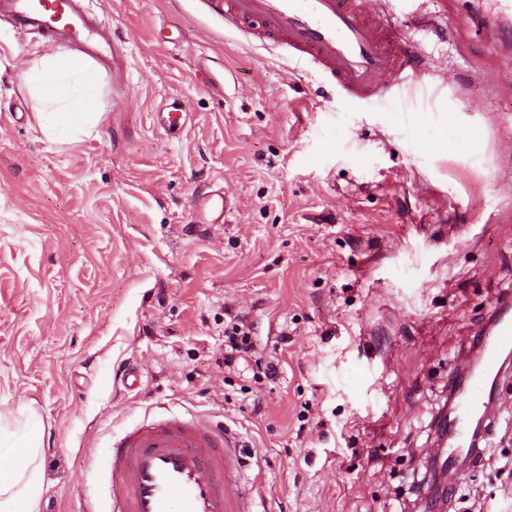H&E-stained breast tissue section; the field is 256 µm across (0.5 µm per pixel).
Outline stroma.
<instances>
[{
    "instance_id": "stroma-1",
    "label": "stroma",
    "mask_w": 512,
    "mask_h": 512,
    "mask_svg": "<svg viewBox=\"0 0 512 512\" xmlns=\"http://www.w3.org/2000/svg\"><path fill=\"white\" fill-rule=\"evenodd\" d=\"M84 5L127 64L88 137L41 132L24 75L60 47L0 18V423H43L37 512H105L95 460L159 403L239 434L246 512H412L446 393L512 295L494 0H454L424 36L439 94L414 139L205 0ZM173 102L188 122L169 134ZM219 189L229 221L194 223L193 196ZM238 321L252 357L228 370ZM497 394L448 512H512L511 364Z\"/></svg>"
}]
</instances>
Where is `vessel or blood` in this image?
<instances>
[{"label": "vessel or blood", "instance_id": "1", "mask_svg": "<svg viewBox=\"0 0 512 512\" xmlns=\"http://www.w3.org/2000/svg\"><path fill=\"white\" fill-rule=\"evenodd\" d=\"M81 0H0V14L23 28L67 45H82L101 62L97 29ZM248 43L282 49L290 62L315 72L331 93L361 106L405 111L424 89L420 42L398 31L392 14L376 18L372 0H207ZM200 223L221 224L233 207L226 194L194 201ZM480 369L462 374L452 423L458 447L470 420L485 408L489 381L512 351V299L503 298L485 331ZM239 440L198 416L171 415L118 436L104 453L112 512H244Z\"/></svg>", "mask_w": 512, "mask_h": 512}]
</instances>
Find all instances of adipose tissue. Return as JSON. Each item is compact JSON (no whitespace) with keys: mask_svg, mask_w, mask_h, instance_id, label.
I'll use <instances>...</instances> for the list:
<instances>
[{"mask_svg":"<svg viewBox=\"0 0 512 512\" xmlns=\"http://www.w3.org/2000/svg\"><path fill=\"white\" fill-rule=\"evenodd\" d=\"M28 88L42 105L37 115L42 133L91 134L98 120L99 74L82 59L61 53L33 63L25 73ZM42 423L31 416L27 428L14 432L0 426V512H36L41 472Z\"/></svg>","mask_w":512,"mask_h":512,"instance_id":"obj_1","label":"adipose tissue"}]
</instances>
